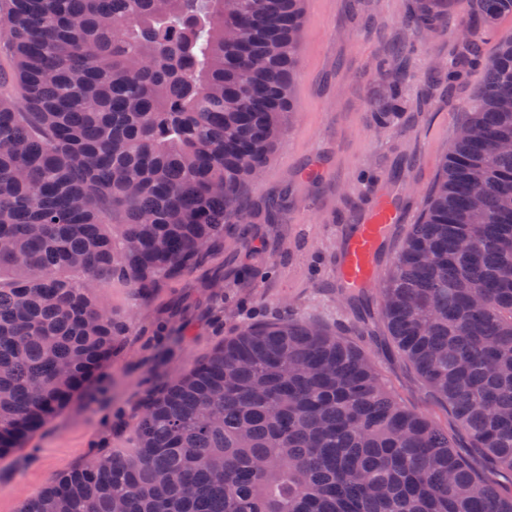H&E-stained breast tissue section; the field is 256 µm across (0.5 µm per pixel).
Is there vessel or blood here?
Here are the masks:
<instances>
[{
  "label": "vessel or blood",
  "instance_id": "vessel-or-blood-1",
  "mask_svg": "<svg viewBox=\"0 0 512 512\" xmlns=\"http://www.w3.org/2000/svg\"><path fill=\"white\" fill-rule=\"evenodd\" d=\"M397 216L393 197L382 196L371 203L366 218L355 225L341 254L337 274L344 287L360 292L374 285L377 258Z\"/></svg>",
  "mask_w": 512,
  "mask_h": 512
}]
</instances>
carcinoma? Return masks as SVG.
I'll return each instance as SVG.
<instances>
[{
  "label": "carcinoma",
  "instance_id": "obj_1",
  "mask_svg": "<svg viewBox=\"0 0 512 512\" xmlns=\"http://www.w3.org/2000/svg\"><path fill=\"white\" fill-rule=\"evenodd\" d=\"M481 56L512 0H418L410 24ZM303 0H0V456L83 394L122 335L95 288L143 293L247 231L295 111ZM386 82L380 127L400 111ZM378 290L398 351L497 472L512 473V33L420 223ZM107 454L19 512H512L485 468L308 321L243 326L146 402Z\"/></svg>",
  "mask_w": 512,
  "mask_h": 512
}]
</instances>
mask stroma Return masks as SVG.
Listing matches in <instances>:
<instances>
[{
    "mask_svg": "<svg viewBox=\"0 0 512 512\" xmlns=\"http://www.w3.org/2000/svg\"><path fill=\"white\" fill-rule=\"evenodd\" d=\"M416 0H304L295 111L258 182L247 235L227 229L189 275L146 296L121 281L99 289L124 325L112 354L83 396L50 418L24 448L0 457V512L96 453L130 454L150 395L209 358L247 323L299 318L346 336L375 363L389 389L429 415L457 450L481 460L454 415L398 353L380 317L378 289L349 297L336 276L339 246L373 196L388 190L404 219L385 247L399 250L419 223L483 66L454 85L429 87L466 16L448 11L447 32L410 27ZM403 82L401 116L378 127L373 109L385 81ZM287 194L268 219L262 207Z\"/></svg>",
    "mask_w": 512,
    "mask_h": 512,
    "instance_id": "obj_1",
    "label": "stroma"
}]
</instances>
